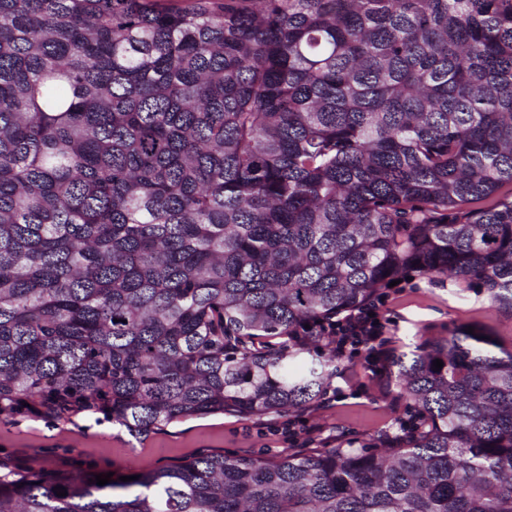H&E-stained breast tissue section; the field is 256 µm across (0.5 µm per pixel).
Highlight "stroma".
<instances>
[{
    "instance_id": "stroma-1",
    "label": "stroma",
    "mask_w": 512,
    "mask_h": 512,
    "mask_svg": "<svg viewBox=\"0 0 512 512\" xmlns=\"http://www.w3.org/2000/svg\"><path fill=\"white\" fill-rule=\"evenodd\" d=\"M388 334L396 350H414L424 337L466 326L512 348V309L489 300L485 289L450 276L413 274L392 288L385 308ZM362 380L356 394L297 412L311 431V445L331 448L352 437L388 438L408 414L391 384L369 380L362 364L339 362L333 386L343 378ZM287 415L243 418L233 413L177 421L135 435L105 419L78 415L51 420L38 415L0 420V463L14 470H77L79 465L128 476L187 461L202 453L285 457L295 448L282 426Z\"/></svg>"
}]
</instances>
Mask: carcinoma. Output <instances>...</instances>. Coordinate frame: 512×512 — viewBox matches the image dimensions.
<instances>
[{
	"label": "carcinoma",
	"mask_w": 512,
	"mask_h": 512,
	"mask_svg": "<svg viewBox=\"0 0 512 512\" xmlns=\"http://www.w3.org/2000/svg\"><path fill=\"white\" fill-rule=\"evenodd\" d=\"M505 183L512 0H0V416L317 403L336 353L297 337L408 269L512 309V200L472 207ZM489 344L394 353L402 443L6 471L0 512H512Z\"/></svg>",
	"instance_id": "cac0c4a2"
}]
</instances>
